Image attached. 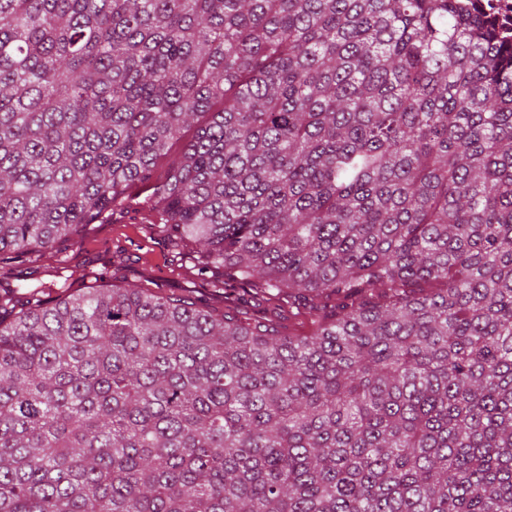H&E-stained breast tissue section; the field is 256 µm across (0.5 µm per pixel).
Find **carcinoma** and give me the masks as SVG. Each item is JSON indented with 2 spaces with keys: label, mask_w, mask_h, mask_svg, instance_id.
I'll return each instance as SVG.
<instances>
[{
  "label": "carcinoma",
  "mask_w": 512,
  "mask_h": 512,
  "mask_svg": "<svg viewBox=\"0 0 512 512\" xmlns=\"http://www.w3.org/2000/svg\"><path fill=\"white\" fill-rule=\"evenodd\" d=\"M207 113L160 232L310 331L0 287V512H512V51L459 0H0V254Z\"/></svg>",
  "instance_id": "1"
}]
</instances>
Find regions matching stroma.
Returning <instances> with one entry per match:
<instances>
[{
  "label": "stroma",
  "instance_id": "obj_1",
  "mask_svg": "<svg viewBox=\"0 0 512 512\" xmlns=\"http://www.w3.org/2000/svg\"><path fill=\"white\" fill-rule=\"evenodd\" d=\"M147 194L143 187L132 188L127 198L114 203L102 218L52 248L22 260L1 255L0 278L49 287L64 274L74 294L97 282L106 286L135 284L222 307L223 289L211 287L197 274L190 245L172 244L151 223L143 204Z\"/></svg>",
  "mask_w": 512,
  "mask_h": 512
}]
</instances>
